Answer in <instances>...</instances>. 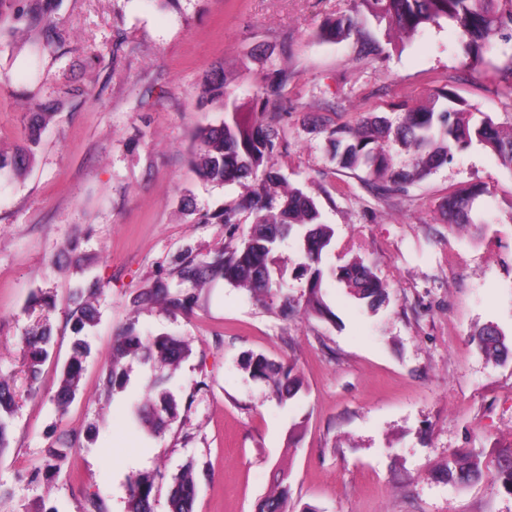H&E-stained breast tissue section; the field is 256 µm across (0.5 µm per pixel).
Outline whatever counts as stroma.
Here are the masks:
<instances>
[{"label": "stroma", "instance_id": "stroma-1", "mask_svg": "<svg viewBox=\"0 0 512 512\" xmlns=\"http://www.w3.org/2000/svg\"><path fill=\"white\" fill-rule=\"evenodd\" d=\"M337 16L354 17L356 32L321 40ZM53 20L57 51L34 54L25 33L0 38V155L23 144L32 112L56 109L27 172L0 182V376L19 393L0 451V512H90L97 498L105 512H126L129 479L144 472L156 477L154 512H168L172 478L189 462L194 512H256L282 467L292 512H512L492 476L512 452V358L489 362L470 342L491 324L512 343V171L475 143L381 198L363 171L337 167L325 130L368 113L399 122L440 87L474 120L510 125L512 89L493 67L469 69L445 27L387 34L354 0H60ZM363 33L376 48L362 58ZM219 67L241 101L280 68L296 74L270 164L334 230L323 280L333 318L283 311V298L307 287L292 236L265 300L220 278L199 289L179 280L184 258L233 249L253 224L246 211L232 224L197 221L247 192L200 180L190 163L198 129L224 118L199 102ZM470 187L481 191L471 211L481 229L449 228L448 193ZM353 259L387 285L377 310L335 277ZM157 281L195 293L193 310L137 305ZM94 284L98 322L80 392L62 410L70 296ZM41 297L55 303L48 313L33 307ZM42 318L54 342L31 384L19 342ZM131 324L191 349L168 384L178 415L157 437L131 415L148 366L124 361L125 389L103 388L113 339ZM251 354L293 364L301 392L280 403L244 369ZM59 451L69 461L55 469ZM472 451L482 477L449 481V454Z\"/></svg>", "mask_w": 512, "mask_h": 512}]
</instances>
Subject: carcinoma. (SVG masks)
<instances>
[{"instance_id":"obj_1","label":"carcinoma","mask_w":512,"mask_h":512,"mask_svg":"<svg viewBox=\"0 0 512 512\" xmlns=\"http://www.w3.org/2000/svg\"><path fill=\"white\" fill-rule=\"evenodd\" d=\"M365 12L378 23L405 36H413L428 26L446 25L457 34L458 43L467 63L479 67L486 55L496 54L502 64L495 66L502 82L512 88V0H358ZM51 5L44 0H0V32L23 29L34 37L39 48L61 44V37L51 18ZM349 18H338L325 23L319 36L327 41L340 39L351 31ZM295 78L293 71L281 68L273 80L259 87L251 104L231 98L226 90L224 72L208 74L201 86L202 97L220 105L224 121L217 126L199 128L196 138L198 151L192 164L204 181L222 185L227 181L261 178V185L242 196L231 208L200 216L204 224H231L237 211L248 210L255 215L248 238L241 247L217 255L212 261L197 263L186 260L179 269L182 282H203L214 278L245 288L254 296L264 298L276 282L272 276L273 253L282 239L294 234L303 241L305 262L303 270L310 273L309 288L303 303L306 314L323 315L328 312L321 293L323 254L330 246L334 231L321 222L315 202L301 190H278L282 178L269 168V158L280 136L281 112L273 106ZM451 100L442 90L433 94L428 105L405 113L396 126L383 117H372L357 127H332L329 138L335 147L334 160L341 169L367 172L366 183L380 195L403 191L407 185L422 178L432 169L450 162L454 154L469 147L476 140L489 148L501 165L512 171V125L499 126L486 117L472 121V113L465 109L441 107L439 98ZM51 116L49 112L32 115L28 138L24 146L11 158L0 156V179L29 167L38 143V132ZM395 142L413 150L411 168L397 167L393 162L389 143ZM474 192H452L445 201L448 226L469 224V202ZM337 279L349 293L369 308L380 307L388 297L387 286L369 267L354 261L340 268ZM73 308L70 320L75 333L92 327L98 319V310L83 289L71 296ZM140 306L161 305L169 312L185 311L192 306L193 296L165 284L142 288L135 297ZM52 340L49 323H39L21 339V350L26 360L29 381L37 380L40 366L48 356ZM479 349L489 359L508 356L502 333L488 325L472 336ZM89 352L87 342L78 338L73 354L64 367L57 393V403L66 408L80 387L83 359ZM190 354L182 339L171 335L144 336L133 325L126 327L112 347V366L103 376L104 388L124 387L120 363L125 358L136 359L153 371L149 397L135 405L141 424L149 432L162 433L177 416V402L167 384L180 363ZM243 368L255 379L272 382L280 402L293 399L303 383L291 365L269 361L262 355H250ZM15 413V393L8 381L0 378V451L7 447L8 435ZM448 479L469 483L482 476L473 454H452L448 458ZM498 476L512 493V455L498 462ZM155 480L149 473L132 477L128 485L126 512H153ZM197 491L194 465L189 463L172 478L168 497L169 512H192ZM257 512H289L288 473L281 472L273 489L260 501Z\"/></svg>"}]
</instances>
